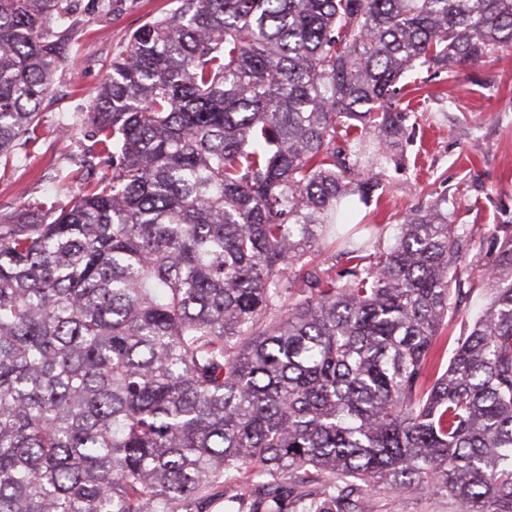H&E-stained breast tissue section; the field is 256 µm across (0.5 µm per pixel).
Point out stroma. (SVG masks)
<instances>
[{
  "label": "stroma",
  "mask_w": 512,
  "mask_h": 512,
  "mask_svg": "<svg viewBox=\"0 0 512 512\" xmlns=\"http://www.w3.org/2000/svg\"><path fill=\"white\" fill-rule=\"evenodd\" d=\"M101 2L75 0L84 26L42 103L36 142L18 152L10 166H0V213L48 199L68 205L85 181L108 169L105 159L88 154L87 114L94 91L131 34L172 4L116 0L105 14ZM404 101L411 118L403 158L379 169L375 202L357 205L348 223L373 219L385 225L387 245L406 213L443 199L451 219L466 226L472 245L488 238L496 225L512 224V51L483 58L458 81L442 74L423 78L420 90ZM487 266L470 254L462 260L473 292L451 318L453 333L462 332L486 307ZM373 512H460V506L441 494L409 492L375 496Z\"/></svg>",
  "instance_id": "obj_1"
}]
</instances>
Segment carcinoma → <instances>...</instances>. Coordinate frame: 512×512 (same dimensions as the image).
I'll list each match as a JSON object with an SVG mask.
<instances>
[{
  "instance_id": "cac0c4a2",
  "label": "carcinoma",
  "mask_w": 512,
  "mask_h": 512,
  "mask_svg": "<svg viewBox=\"0 0 512 512\" xmlns=\"http://www.w3.org/2000/svg\"><path fill=\"white\" fill-rule=\"evenodd\" d=\"M88 123L112 175L0 214V512H512V230L492 297L437 201L342 231L406 73L512 48V0H172ZM80 19L0 0V162L36 141ZM346 264L325 266L320 259ZM373 512H461L454 500L441 494L418 492L381 494L374 498Z\"/></svg>"
}]
</instances>
